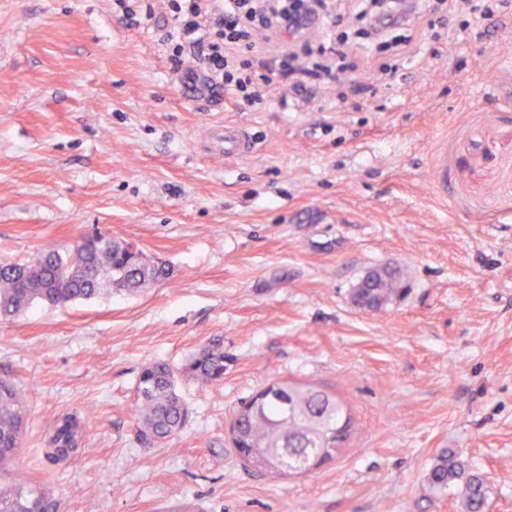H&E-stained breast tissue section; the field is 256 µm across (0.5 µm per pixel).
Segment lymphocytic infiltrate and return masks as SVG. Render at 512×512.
I'll use <instances>...</instances> for the list:
<instances>
[{
	"mask_svg": "<svg viewBox=\"0 0 512 512\" xmlns=\"http://www.w3.org/2000/svg\"><path fill=\"white\" fill-rule=\"evenodd\" d=\"M358 29H341L336 0H164L175 22L161 41L173 66L202 74L208 92L265 109V85L284 82L281 107L306 105L345 80L370 50L374 77L395 74L414 41L410 17L440 7L497 20L494 0H352Z\"/></svg>",
	"mask_w": 512,
	"mask_h": 512,
	"instance_id": "obj_1",
	"label": "lymphocytic infiltrate"
}]
</instances>
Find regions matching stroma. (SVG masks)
<instances>
[{
	"instance_id": "stroma-1",
	"label": "stroma",
	"mask_w": 512,
	"mask_h": 512,
	"mask_svg": "<svg viewBox=\"0 0 512 512\" xmlns=\"http://www.w3.org/2000/svg\"><path fill=\"white\" fill-rule=\"evenodd\" d=\"M173 26H129L112 0H0V265L104 233L170 270L135 295L0 317V377L27 404L0 486L43 484L58 512H461L456 489L426 484L451 448L484 478L485 512H512V16L488 37L416 19L377 96L332 87L287 112L278 84L263 112L195 89L159 45ZM225 124L254 150L225 156ZM382 267L409 293L358 308ZM217 340L223 384L178 379L186 425L141 446L142 367L180 369ZM275 380L351 410L349 444L308 474L257 472L230 446L239 405ZM64 413L84 433L50 466Z\"/></svg>"
}]
</instances>
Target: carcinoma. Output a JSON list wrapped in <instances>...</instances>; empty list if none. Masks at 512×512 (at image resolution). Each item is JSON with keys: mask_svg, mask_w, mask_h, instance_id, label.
I'll return each instance as SVG.
<instances>
[{"mask_svg": "<svg viewBox=\"0 0 512 512\" xmlns=\"http://www.w3.org/2000/svg\"><path fill=\"white\" fill-rule=\"evenodd\" d=\"M168 268L154 262L130 243L98 234L83 237L68 254L55 249L41 253L26 265L0 266V317H16L36 304L65 307L110 293L136 294L162 282ZM400 273L392 268L375 271L353 289V303L377 311L406 294ZM202 383L224 381V348L214 343L194 354L179 372L164 362L144 366L136 385L134 427L144 447L173 438L186 424L189 411L177 392V375ZM26 403L15 384L0 377V468L20 453ZM352 416L336 395L314 386L273 381L242 403L232 419L233 443L243 449L244 462L258 471L303 473L317 461L344 447ZM74 413L57 417L49 431V447L74 448L82 433ZM429 485L446 490L462 482L463 512H484V479L466 471L457 454L442 451L427 476ZM56 501L45 487L19 484L0 490V512H55Z\"/></svg>", "mask_w": 512, "mask_h": 512, "instance_id": "obj_1", "label": "carcinoma"}]
</instances>
